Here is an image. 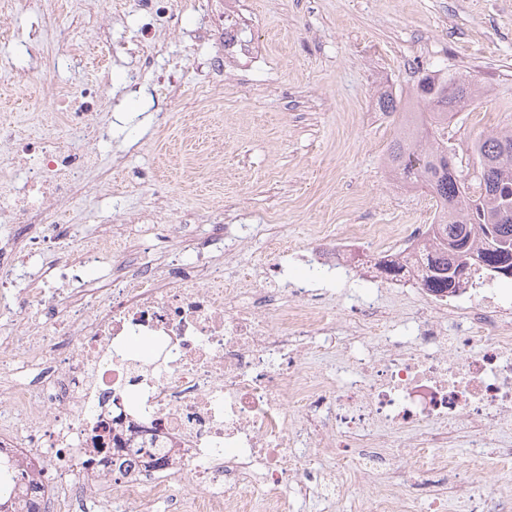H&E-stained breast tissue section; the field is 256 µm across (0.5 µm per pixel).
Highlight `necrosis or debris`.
I'll return each instance as SVG.
<instances>
[{
    "label": "necrosis or debris",
    "instance_id": "4bbe7bcc",
    "mask_svg": "<svg viewBox=\"0 0 512 512\" xmlns=\"http://www.w3.org/2000/svg\"><path fill=\"white\" fill-rule=\"evenodd\" d=\"M196 3L217 15L193 34L218 42L206 61L209 85L263 61L266 46L238 0ZM133 6L144 52L126 71L132 88L177 19L176 0ZM61 48L83 63L82 27L68 21L47 30L27 47L29 65L18 74L43 89L35 130L0 121V259L26 251L14 225L61 230L70 203L111 190L120 171L101 158L99 83L65 95L49 79ZM187 217L158 197L151 208L127 210L57 257L52 283L0 267V447L35 474L48 512H154L159 504L166 512H288L292 493L329 498L340 478L364 487L387 471V449L404 446L411 480L387 471L364 512H439L453 463L436 449L463 436L512 466V311L497 289L461 286L454 317L449 296L431 294L413 312L411 333L392 335L385 327L394 312L380 296L390 281L368 266L377 290L344 320L380 357L340 385L303 366L298 341L317 335L333 346L343 318L312 281L289 280L281 240L261 275L227 279L214 257L235 256L244 232L208 211L201 219L210 231L188 241V261L146 262L155 241L133 235V225L159 221L172 233ZM428 233L413 225L390 247L384 232L365 226L317 240L304 260L319 277L346 281L368 249L411 266ZM104 267L111 278L100 285L92 274ZM135 336L149 340L151 363L128 356ZM98 433L124 460L122 472L100 463ZM303 441L327 449L331 466L313 469L296 450ZM180 478L190 492L174 493Z\"/></svg>",
    "mask_w": 512,
    "mask_h": 512
}]
</instances>
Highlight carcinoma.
Instances as JSON below:
<instances>
[{
    "instance_id": "1",
    "label": "carcinoma",
    "mask_w": 512,
    "mask_h": 512,
    "mask_svg": "<svg viewBox=\"0 0 512 512\" xmlns=\"http://www.w3.org/2000/svg\"><path fill=\"white\" fill-rule=\"evenodd\" d=\"M476 92V84L453 76L428 75L416 88L422 112L405 115L403 131L388 147L385 162L405 186L426 190L436 199V220L431 225V245L422 251V286L452 295L460 283L453 280L448 255L458 244L467 245L475 264L468 278L488 284L501 277L498 266L512 262V155L500 159L502 146L512 148V130L480 137L473 152L479 166L478 182L466 184L448 173V151L441 131L448 118L461 111ZM378 110L404 111L402 101L389 90L379 92Z\"/></svg>"
}]
</instances>
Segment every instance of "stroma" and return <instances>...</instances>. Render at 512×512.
Listing matches in <instances>:
<instances>
[{
  "label": "stroma",
  "instance_id": "1",
  "mask_svg": "<svg viewBox=\"0 0 512 512\" xmlns=\"http://www.w3.org/2000/svg\"><path fill=\"white\" fill-rule=\"evenodd\" d=\"M265 61L208 88L201 62L215 42L191 40L203 22L183 8L164 42L156 70L174 71L182 95L171 111L153 110L149 92L127 93L123 74L139 40L129 0H101L93 25L113 29L112 74L94 64L62 66L51 79L62 90L102 80L98 119L109 131L103 153L122 155L123 179L150 173L175 210L220 209L229 227L249 237L228 278L261 273L270 238L304 253L318 237L343 236L350 225L376 224L389 237L430 223L436 202L403 186L384 165L400 114L377 111L379 91L407 99L423 76L456 74L481 94L451 121L448 144L463 178L475 181L471 147L481 132L512 129V0H245ZM35 0H0V26L15 42L0 43V111L19 129L35 123V87L19 83L28 57L19 40L52 25ZM139 195L96 196L73 203L74 223L97 224L142 204Z\"/></svg>",
  "mask_w": 512,
  "mask_h": 512
}]
</instances>
